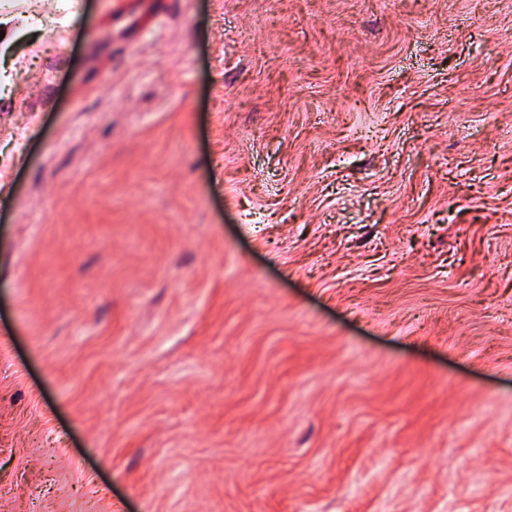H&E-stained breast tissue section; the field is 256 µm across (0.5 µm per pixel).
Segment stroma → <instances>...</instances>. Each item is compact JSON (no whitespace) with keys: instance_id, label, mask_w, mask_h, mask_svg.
I'll use <instances>...</instances> for the list:
<instances>
[{"instance_id":"stroma-1","label":"stroma","mask_w":512,"mask_h":512,"mask_svg":"<svg viewBox=\"0 0 512 512\" xmlns=\"http://www.w3.org/2000/svg\"><path fill=\"white\" fill-rule=\"evenodd\" d=\"M0 12V512H512V0Z\"/></svg>"}]
</instances>
